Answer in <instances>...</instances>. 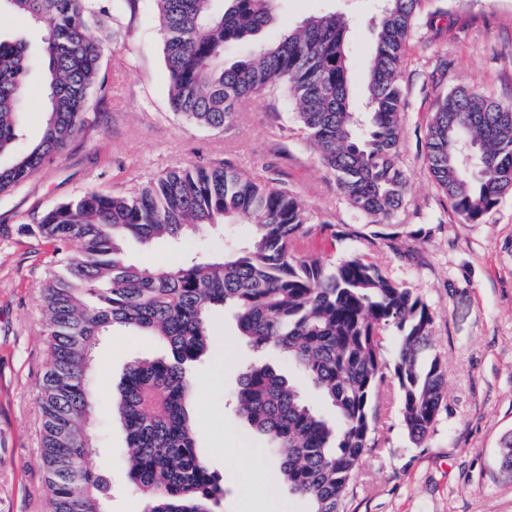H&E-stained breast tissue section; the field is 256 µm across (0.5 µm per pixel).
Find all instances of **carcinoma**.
Instances as JSON below:
<instances>
[{
  "mask_svg": "<svg viewBox=\"0 0 512 512\" xmlns=\"http://www.w3.org/2000/svg\"><path fill=\"white\" fill-rule=\"evenodd\" d=\"M422 0H382L364 108L353 106L348 20L328 11L267 35L277 0H156L173 112L222 129L239 105L280 92L306 140L367 224H393L406 204L399 163L403 89L399 74ZM45 30L46 119L39 140L19 143L29 68L26 43L0 36V194L63 155L88 128L102 49L91 34L93 0H0ZM249 56L226 64L232 46ZM428 171L460 224H481L512 192V104L474 87L438 96L426 131ZM249 224L247 240L178 268H141L123 243L180 242L225 224ZM316 227L291 192L227 164L175 168L125 194L91 190L46 210L23 235L54 244L64 261L41 284L46 366L38 391L47 512H105L106 480L87 466L95 448L89 379L96 348L115 330L158 337L159 358L127 367L112 396L126 436V462L145 512H216L223 478L198 451L187 368L206 354L211 314L232 312L255 351L288 358L296 376L249 363L234 398L266 439L289 494L308 512H345L361 460L373 447L377 397L393 369L410 440L423 444L446 400L442 358L432 352L435 318L414 289L372 262L300 255ZM398 336L387 362L383 336ZM330 407L317 409L303 387Z\"/></svg>",
  "mask_w": 512,
  "mask_h": 512,
  "instance_id": "obj_1",
  "label": "carcinoma"
}]
</instances>
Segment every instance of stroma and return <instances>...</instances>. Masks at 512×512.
Segmentation results:
<instances>
[{
    "instance_id": "1",
    "label": "stroma",
    "mask_w": 512,
    "mask_h": 512,
    "mask_svg": "<svg viewBox=\"0 0 512 512\" xmlns=\"http://www.w3.org/2000/svg\"><path fill=\"white\" fill-rule=\"evenodd\" d=\"M103 20L100 74L107 88L92 123L66 153L11 192L0 194V512H45L37 392L46 351L39 284L52 248L24 236L20 225L88 190L127 192L168 170L230 163L288 188L316 224L306 255L331 261L365 256L389 278L415 289L435 317V349L446 370L447 408L422 445L403 426L396 384L382 386L375 445L362 460L347 512H512V473L500 469L501 438L512 433V193L481 224L458 223L425 167V132L439 94L479 86L512 101V0H423L401 75L404 90L400 159L410 170V196L396 223H360L279 95L243 104L221 130L184 122L169 107L162 34L154 0L118 8L95 0ZM336 10L350 21L347 54L355 94H362L377 40L373 0H279L275 29ZM41 68L30 69L24 99V143L44 123ZM347 239L332 243L333 231ZM250 227L187 241L185 249L128 241L139 265L178 267L185 250L217 255L224 240L246 239ZM209 352L190 373L204 387L190 412L197 446L224 478L220 512H307L289 495L264 450L262 436L235 411L229 393L253 361L284 375L285 358L256 352L236 334L231 316L212 319ZM157 338L130 332L98 346L92 375L99 444L88 464L112 486L109 512H144L127 478L125 434L111 415L112 393L129 363L160 356Z\"/></svg>"
}]
</instances>
